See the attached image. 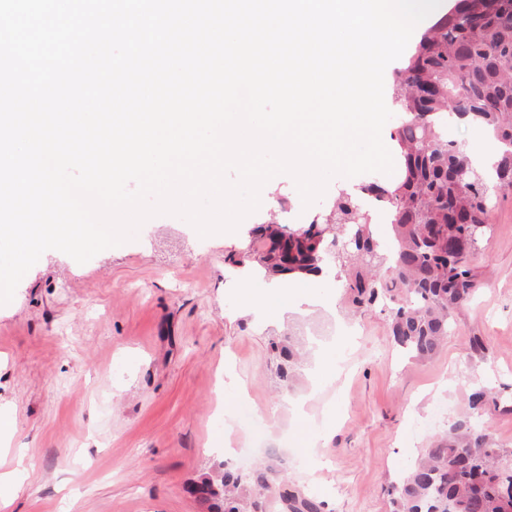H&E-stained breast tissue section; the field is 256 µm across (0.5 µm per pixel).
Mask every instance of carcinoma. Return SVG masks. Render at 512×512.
Wrapping results in <instances>:
<instances>
[{"label": "carcinoma", "mask_w": 512, "mask_h": 512, "mask_svg": "<svg viewBox=\"0 0 512 512\" xmlns=\"http://www.w3.org/2000/svg\"><path fill=\"white\" fill-rule=\"evenodd\" d=\"M391 94L400 111L392 140L401 170L392 190L375 182L340 194L329 212L307 224H263L245 247L277 274L340 269L352 310L389 314L392 342L416 360L431 359L453 330V317L476 293L474 261L490 233L495 189L512 188V0H458L425 29L395 72ZM455 115L484 130L497 147L492 170L477 166L442 121ZM387 199L392 244L377 241L363 197ZM290 381L301 337L272 339ZM498 393L477 383L468 411L433 437L392 484L394 512H512V464L501 459L484 417ZM270 454L248 468L224 461L198 484L215 512H323L325 501L282 475Z\"/></svg>", "instance_id": "carcinoma-1"}]
</instances>
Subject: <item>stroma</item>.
Listing matches in <instances>:
<instances>
[{"mask_svg":"<svg viewBox=\"0 0 512 512\" xmlns=\"http://www.w3.org/2000/svg\"><path fill=\"white\" fill-rule=\"evenodd\" d=\"M263 193L267 205L233 233L203 238L159 215L83 264L46 251L0 305V413L12 419L10 447L33 466L6 512H201L190 484L224 460L228 438L287 449V478L326 512H392L386 487L465 411L476 382L499 392L489 426L512 449V188L497 193L476 296L426 361L395 348L386 312L347 314L337 278L320 283L324 303L273 318L238 297L244 276L269 279L256 256L231 266L226 255L279 199L302 204L286 174ZM318 317L344 331L284 387L270 340L289 319ZM476 334L482 360L469 355ZM297 398L313 441L304 450L294 446Z\"/></svg>","mask_w":512,"mask_h":512,"instance_id":"1","label":"stroma"}]
</instances>
